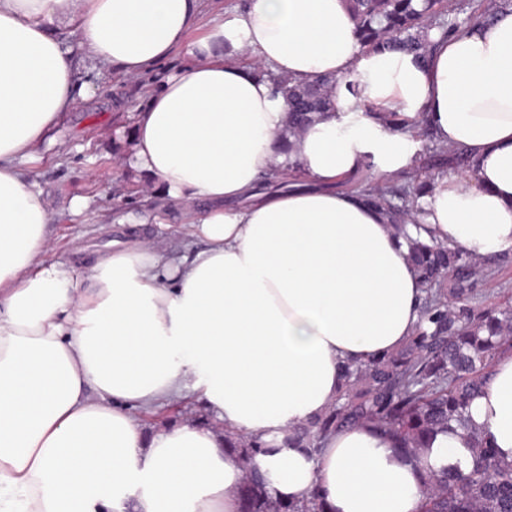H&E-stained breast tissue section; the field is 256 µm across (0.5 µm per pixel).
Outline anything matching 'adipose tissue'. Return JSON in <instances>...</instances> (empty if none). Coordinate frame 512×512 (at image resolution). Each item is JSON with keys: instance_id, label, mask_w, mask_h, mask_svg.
Wrapping results in <instances>:
<instances>
[{"instance_id": "obj_1", "label": "adipose tissue", "mask_w": 512, "mask_h": 512, "mask_svg": "<svg viewBox=\"0 0 512 512\" xmlns=\"http://www.w3.org/2000/svg\"><path fill=\"white\" fill-rule=\"evenodd\" d=\"M200 0H0V512H239L250 468L269 493L319 491L324 512H416L420 466L468 465L437 436L420 465L367 426L320 453L294 432L324 414L345 368L413 336L424 289L409 239L512 256V12L436 42L427 61L365 51L346 0H247L198 25ZM104 67L141 74L185 49L133 117L125 156L188 206L191 255L129 238L96 259L86 290L45 261L49 214L22 166L77 97L62 32ZM338 78L333 108L290 141L275 80ZM355 90H348V83ZM426 113L467 159L434 177L421 225L397 227L343 180L410 169ZM289 170L288 189L260 190ZM200 393L209 419L146 430L149 412ZM473 423L512 461V354ZM265 442L246 467L225 429Z\"/></svg>"}]
</instances>
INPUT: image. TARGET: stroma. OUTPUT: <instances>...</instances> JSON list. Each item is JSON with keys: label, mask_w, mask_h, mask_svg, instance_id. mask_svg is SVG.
Here are the masks:
<instances>
[{"label": "stroma", "mask_w": 512, "mask_h": 512, "mask_svg": "<svg viewBox=\"0 0 512 512\" xmlns=\"http://www.w3.org/2000/svg\"><path fill=\"white\" fill-rule=\"evenodd\" d=\"M62 45L82 93L51 132L53 147L41 150L39 161L27 165L26 174L41 189L50 211L45 259L71 270L80 288L93 260L111 253L113 244L125 241L131 232H138L143 244L155 250L180 243V209L153 181L127 172L118 160L127 152L134 110L146 106L150 89L184 69L189 58L179 49L153 71L127 75L101 68L76 35H64ZM79 200L86 203L80 212L75 209ZM152 210L166 212V223L134 228L117 221L121 215Z\"/></svg>", "instance_id": "1"}]
</instances>
